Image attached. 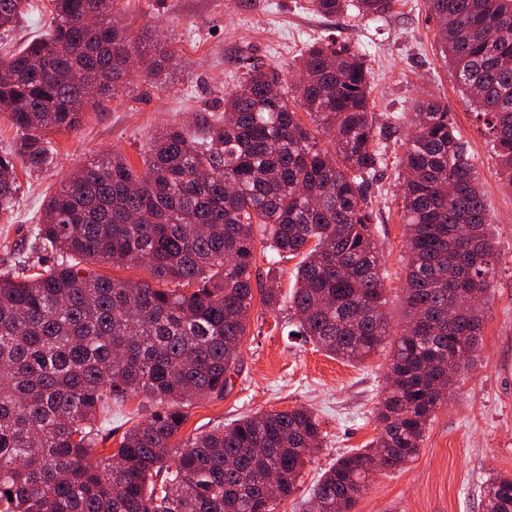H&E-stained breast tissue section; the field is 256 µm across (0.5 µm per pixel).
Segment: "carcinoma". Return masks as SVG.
Returning <instances> with one entry per match:
<instances>
[{
    "instance_id": "cac0c4a2",
    "label": "carcinoma",
    "mask_w": 512,
    "mask_h": 512,
    "mask_svg": "<svg viewBox=\"0 0 512 512\" xmlns=\"http://www.w3.org/2000/svg\"><path fill=\"white\" fill-rule=\"evenodd\" d=\"M51 2L46 37L0 52V112L21 132L16 152L0 154L1 212L18 191L16 161L43 168L45 132L76 128L84 107L119 94L135 54L114 0ZM308 4L373 20L393 0ZM427 7L512 186V0ZM28 8L0 0V30ZM173 64L162 46L145 76ZM300 71L290 88L250 66L201 136L165 129L142 170L120 153L103 157L49 198L36 239L54 262L20 280L0 273V512H274L294 492L320 437L308 409L176 436L185 409L224 396L240 363L259 250L300 258L290 295L297 335L349 362L391 339L367 189L398 127L371 111L370 71L349 47L315 42ZM414 121L400 159L406 321L391 342L380 433L323 473L310 512H353L371 474L415 458L451 387L448 356L471 360L481 334L479 300L496 267L480 173L448 106L422 100ZM98 263L140 267L149 279L87 269ZM135 396L150 403L147 419L94 457L112 437V407ZM482 502L484 512H512V477L490 480Z\"/></svg>"
}]
</instances>
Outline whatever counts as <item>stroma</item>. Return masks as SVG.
I'll use <instances>...</instances> for the list:
<instances>
[{
	"label": "stroma",
	"mask_w": 512,
	"mask_h": 512,
	"mask_svg": "<svg viewBox=\"0 0 512 512\" xmlns=\"http://www.w3.org/2000/svg\"><path fill=\"white\" fill-rule=\"evenodd\" d=\"M49 0H31L25 19L0 44L17 50L45 37ZM142 52L159 43L174 52L177 66L159 79L131 74L125 90L86 108L79 127L51 130L52 161L31 171L18 165L20 190L0 214V273H22L48 262L34 232L48 197L77 168L103 155L123 154L133 167L155 134L166 128L195 132L202 119L224 114V92L241 79L243 63L275 67L288 83L299 78L300 55L312 43L333 39L363 55L370 69L374 110L408 129L417 101L447 105L458 135L481 174L497 274L484 304L478 348L462 367L448 399L433 416L415 460L393 472L371 475L369 490L353 512H482L481 489L495 475L512 476V188L502 183L499 159L482 118L466 103L451 65L435 39L426 0H395L379 20L324 17L307 0H115ZM400 143L388 142L386 164L370 192L375 234L387 271L386 313L393 333L403 323L404 226ZM295 260L268 264L258 257L256 278L277 281L285 296L276 308L254 298L243 338L241 362L223 397L195 402L180 431L200 435L256 412L312 409L321 445L296 491L275 512H307L322 473L336 459L378 435L373 411L383 396L390 356L366 361L328 356L293 335L289 303Z\"/></svg>",
	"instance_id": "1"
}]
</instances>
